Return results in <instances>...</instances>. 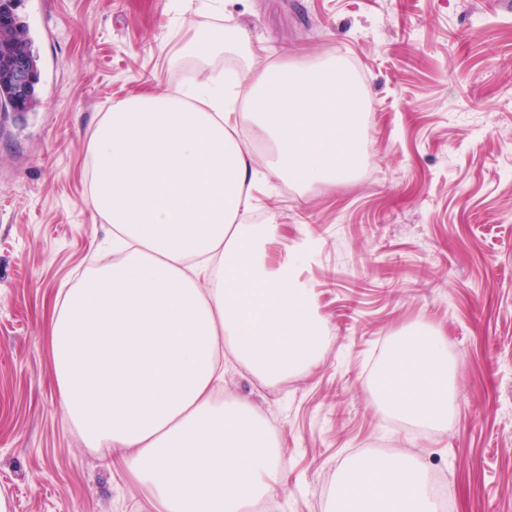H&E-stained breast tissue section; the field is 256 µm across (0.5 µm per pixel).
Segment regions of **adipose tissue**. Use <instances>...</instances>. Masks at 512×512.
Listing matches in <instances>:
<instances>
[{
	"instance_id": "ef3b65f1",
	"label": "adipose tissue",
	"mask_w": 512,
	"mask_h": 512,
	"mask_svg": "<svg viewBox=\"0 0 512 512\" xmlns=\"http://www.w3.org/2000/svg\"><path fill=\"white\" fill-rule=\"evenodd\" d=\"M187 40L171 56L205 60L252 45L218 25L220 0H188ZM360 98L335 62L285 63L236 75L202 70L184 86L114 105L90 145L89 202L111 225L112 262L55 303L52 378L68 421L109 448L156 512H247L285 490L279 443L255 410L223 395L224 353L275 381L310 366L330 340L312 289L296 276L306 240L285 264L260 249L274 224H251L270 179L335 182L350 171ZM272 144L266 172L230 127ZM439 333L396 337L380 409L407 424L447 427L455 366ZM332 512H438L424 465L365 456L346 466Z\"/></svg>"
}]
</instances>
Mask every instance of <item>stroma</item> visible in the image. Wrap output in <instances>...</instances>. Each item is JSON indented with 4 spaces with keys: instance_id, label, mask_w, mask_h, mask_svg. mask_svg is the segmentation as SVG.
<instances>
[{
    "instance_id": "obj_1",
    "label": "stroma",
    "mask_w": 512,
    "mask_h": 512,
    "mask_svg": "<svg viewBox=\"0 0 512 512\" xmlns=\"http://www.w3.org/2000/svg\"><path fill=\"white\" fill-rule=\"evenodd\" d=\"M183 0H24L39 43V104L0 117V500L7 512H154L108 448L86 447L50 383L60 292L110 262L88 206L90 143L113 105L243 54L173 59ZM266 62L341 61L362 100L351 173L259 193L278 224L269 265L307 236L298 269L333 336L275 382L246 365L247 399L282 446L278 512H328L321 491L367 454L446 475L453 512H512V0H227ZM448 339L458 397L446 429L407 428L375 406L383 343L410 326Z\"/></svg>"
}]
</instances>
